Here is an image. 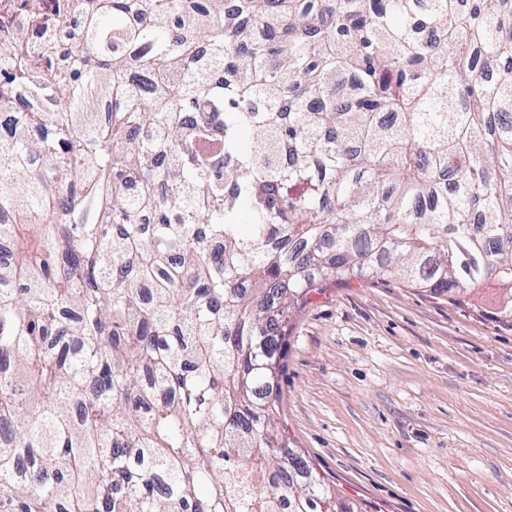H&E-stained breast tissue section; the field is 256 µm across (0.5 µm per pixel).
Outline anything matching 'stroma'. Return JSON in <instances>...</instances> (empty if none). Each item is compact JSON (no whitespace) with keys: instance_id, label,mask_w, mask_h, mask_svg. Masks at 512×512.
<instances>
[{"instance_id":"35a3bbf8","label":"stroma","mask_w":512,"mask_h":512,"mask_svg":"<svg viewBox=\"0 0 512 512\" xmlns=\"http://www.w3.org/2000/svg\"><path fill=\"white\" fill-rule=\"evenodd\" d=\"M501 293L351 279L288 315L281 424L362 512H512V321Z\"/></svg>"}]
</instances>
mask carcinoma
Wrapping results in <instances>:
<instances>
[{"label": "carcinoma", "instance_id": "cac0c4a2", "mask_svg": "<svg viewBox=\"0 0 512 512\" xmlns=\"http://www.w3.org/2000/svg\"><path fill=\"white\" fill-rule=\"evenodd\" d=\"M18 9L0 512H350L274 427L288 310L367 277L512 318V0Z\"/></svg>", "mask_w": 512, "mask_h": 512}]
</instances>
